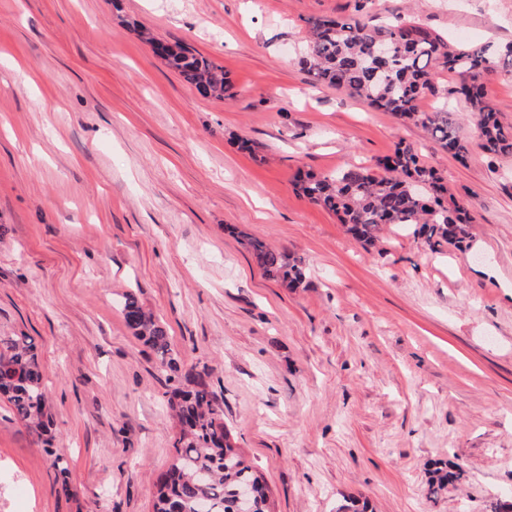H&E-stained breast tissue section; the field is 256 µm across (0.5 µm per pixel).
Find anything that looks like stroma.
<instances>
[{"mask_svg":"<svg viewBox=\"0 0 512 512\" xmlns=\"http://www.w3.org/2000/svg\"><path fill=\"white\" fill-rule=\"evenodd\" d=\"M323 15L411 16L492 58L512 42V0H0V333L35 340L55 434L46 454L0 397V512H152L176 429L130 292L184 367L208 365L272 512L512 498V155L482 147L465 103L458 158L313 85L298 57ZM141 27L214 60L236 97L200 96ZM401 143L469 206L466 251L394 225L363 249L293 187ZM250 237L304 260L307 287L266 278Z\"/></svg>","mask_w":512,"mask_h":512,"instance_id":"35a3bbf8","label":"stroma"}]
</instances>
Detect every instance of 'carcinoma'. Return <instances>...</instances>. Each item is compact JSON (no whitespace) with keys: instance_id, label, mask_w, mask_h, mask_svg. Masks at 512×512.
I'll use <instances>...</instances> for the list:
<instances>
[{"instance_id":"carcinoma-1","label":"carcinoma","mask_w":512,"mask_h":512,"mask_svg":"<svg viewBox=\"0 0 512 512\" xmlns=\"http://www.w3.org/2000/svg\"><path fill=\"white\" fill-rule=\"evenodd\" d=\"M308 36L300 65L318 83L327 84L366 100L371 106L421 125L439 145L457 157L467 152L456 123L445 108L418 111L417 101L431 90L429 65L457 78L448 97L464 100L474 116L478 138L494 155L512 154V128L501 121L498 109L484 101L481 80L498 65L512 68V43L496 61L486 48L449 44L443 37L401 18L374 26L362 16L316 17L308 20ZM390 52L378 58V48ZM158 55L182 80L204 97L236 96L223 67L189 45L153 42ZM382 172L356 166L332 174L303 173L295 188L312 203L338 216L364 248L380 240L390 224L418 226L424 242L443 239L466 248L470 211L455 200L445 201L443 177L424 165L409 145L400 144L378 162ZM254 263L286 288H304L308 272L296 257L266 242H247ZM124 320L133 335L152 347L161 370L175 382L167 404L178 420L174 453L154 484V512H192L193 504L207 499L211 512H234L237 490L256 489L254 512H271L266 482L244 451L236 445L217 407L207 366L181 370L166 328L138 298L126 295ZM0 394L11 404L17 419L51 446V415L37 362V346L26 335H0Z\"/></svg>"}]
</instances>
